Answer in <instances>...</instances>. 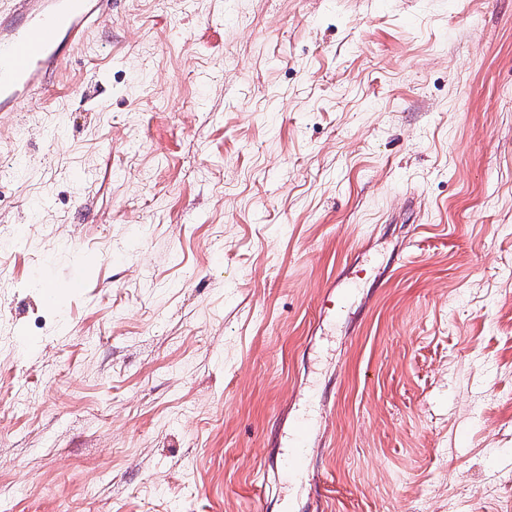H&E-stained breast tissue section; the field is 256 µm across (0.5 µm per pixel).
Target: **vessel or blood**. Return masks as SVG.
<instances>
[{"label": "vessel or blood", "instance_id": "1", "mask_svg": "<svg viewBox=\"0 0 512 512\" xmlns=\"http://www.w3.org/2000/svg\"><path fill=\"white\" fill-rule=\"evenodd\" d=\"M112 0H12L0 9V112H19L49 92L63 61L84 41ZM289 475L303 472L313 426L291 423Z\"/></svg>", "mask_w": 512, "mask_h": 512}]
</instances>
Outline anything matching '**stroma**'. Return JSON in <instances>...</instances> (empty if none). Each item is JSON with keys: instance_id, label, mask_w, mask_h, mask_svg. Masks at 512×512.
I'll return each instance as SVG.
<instances>
[{"instance_id": "35a3bbf8", "label": "stroma", "mask_w": 512, "mask_h": 512, "mask_svg": "<svg viewBox=\"0 0 512 512\" xmlns=\"http://www.w3.org/2000/svg\"><path fill=\"white\" fill-rule=\"evenodd\" d=\"M0 512H512V0H116L0 116ZM290 435L292 437V445L298 449L297 453L290 457L287 461L288 475L294 476L303 472L307 464L308 457L306 448H308L313 439V426L306 419H295L291 422Z\"/></svg>"}]
</instances>
